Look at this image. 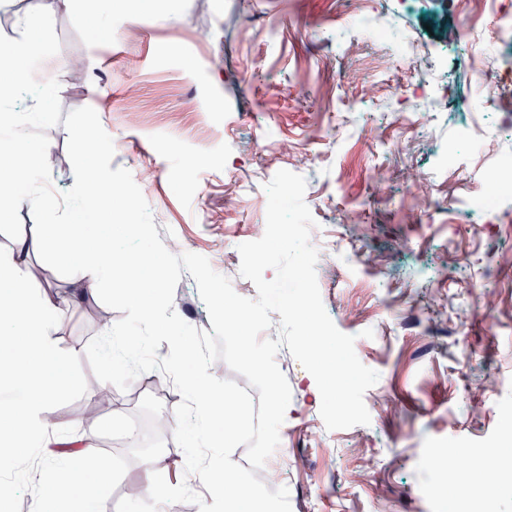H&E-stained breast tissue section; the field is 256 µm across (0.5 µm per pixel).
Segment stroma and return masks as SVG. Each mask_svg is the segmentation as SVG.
Segmentation results:
<instances>
[{"instance_id": "1", "label": "stroma", "mask_w": 512, "mask_h": 512, "mask_svg": "<svg viewBox=\"0 0 512 512\" xmlns=\"http://www.w3.org/2000/svg\"><path fill=\"white\" fill-rule=\"evenodd\" d=\"M366 7L419 44L417 70L383 65L388 48L359 27ZM460 10L457 0H179L172 12L153 0L146 14H104L77 0L41 25L49 57L27 80L45 93V116L27 137L66 154L68 113L94 108L114 142L111 168L131 172L163 243L205 256L239 295L257 296L239 276L238 246L265 232V184L289 166L306 180L305 200L319 199L310 242L339 248L316 265L323 304L379 379L364 394L369 424L330 430L310 374L281 347L297 407L280 432L293 451L288 512H439L418 496L424 456L452 443L512 446V198L490 221L460 206L512 157V129L479 105ZM479 25L481 49L498 58L493 94L512 106V50L493 13ZM435 96L475 109L478 153L461 139L463 115L430 110ZM472 303L484 317L463 318ZM173 308L211 330L189 273ZM129 321L113 289L60 314L57 345L80 352L74 391L50 408L64 435L104 384L112 406L96 410L100 423L115 409L147 427L174 415L182 397L171 379L101 368L103 325ZM138 445L132 434L101 446L112 483L92 512H134L123 489L142 475Z\"/></svg>"}]
</instances>
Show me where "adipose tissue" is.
<instances>
[{"label":"adipose tissue","mask_w":512,"mask_h":512,"mask_svg":"<svg viewBox=\"0 0 512 512\" xmlns=\"http://www.w3.org/2000/svg\"><path fill=\"white\" fill-rule=\"evenodd\" d=\"M43 53L41 40L34 37L0 52V131L8 134L17 159L14 178L0 179L4 219L23 206L41 207L35 178L52 167L50 152L25 136L21 119L8 105L25 88L28 62ZM78 187L80 202L91 213L125 212L134 203L93 160L82 168ZM63 217L62 223L16 237L8 248L0 249V455L23 458L29 449H39L38 459L29 465V477L37 488L29 512H74L80 501L92 500L112 481V467L94 445L98 425L83 422L82 434L67 437L48 414L50 405L73 388L72 356L53 339L63 307L81 305L98 293L102 283L114 281L140 334L154 332L171 317L156 282L143 276L155 266L153 253L114 248V236L135 233L136 225L103 224L90 237L72 210H65ZM59 265L72 271L65 295L49 283ZM140 334L103 327L108 342L103 369L127 361ZM218 466L224 493L204 496L201 512H262L269 491L246 484L239 464L231 458Z\"/></svg>","instance_id":"1"}]
</instances>
